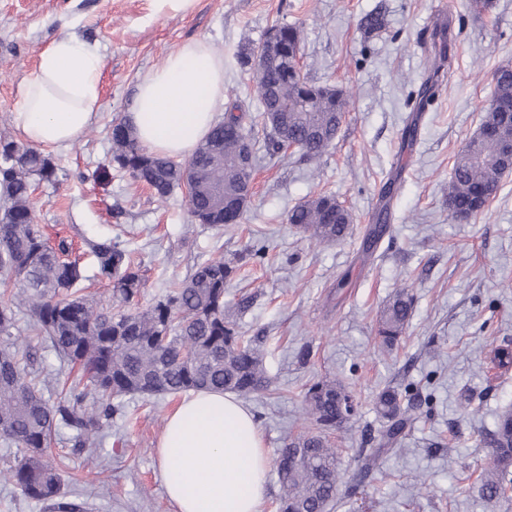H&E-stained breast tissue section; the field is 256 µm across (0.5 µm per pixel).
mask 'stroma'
Segmentation results:
<instances>
[{
  "label": "stroma",
  "mask_w": 512,
  "mask_h": 512,
  "mask_svg": "<svg viewBox=\"0 0 512 512\" xmlns=\"http://www.w3.org/2000/svg\"><path fill=\"white\" fill-rule=\"evenodd\" d=\"M488 13L467 0H196L189 14H160L153 0H0V130L15 131V103L40 51L69 35L99 45L101 109L86 135L51 150L56 182L36 186L35 221L74 244L119 238L144 281L142 305L198 263L223 255L236 272L224 307L264 352L269 386L245 398L267 448L303 425L309 385L336 377L357 413L335 432L342 484L334 512H512V498L481 496L482 439L512 406V369L493 362L512 349V174L472 221L448 214L457 152L478 130L492 75L512 68V0ZM448 26L450 68L433 71L432 34ZM303 31L304 75L342 88L345 120L319 159L270 154L254 132L253 195L240 223L216 231L191 217L185 189L158 198L128 173L88 181L109 167L108 130L131 112L140 77L183 42L206 41L224 58V105L244 118L258 103L241 51L277 25ZM436 79L424 92L427 79ZM332 194L352 217L348 235L316 243L287 221L289 210ZM387 231L364 241L381 206ZM413 315L390 350L379 315L400 285ZM397 389L412 419L392 448L376 397ZM180 402L129 397L99 458L58 436L50 459L64 465L66 492L87 512H174L156 461L167 416Z\"/></svg>",
  "instance_id": "1"
}]
</instances>
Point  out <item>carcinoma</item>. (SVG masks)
I'll use <instances>...</instances> for the list:
<instances>
[{
    "mask_svg": "<svg viewBox=\"0 0 512 512\" xmlns=\"http://www.w3.org/2000/svg\"><path fill=\"white\" fill-rule=\"evenodd\" d=\"M280 32L288 55L300 53L301 30L283 25ZM242 65L253 74L265 72L288 111H271L265 87L256 83L257 121L247 126L243 117L224 113L185 162L146 152L122 118L109 132L111 163L160 197L187 188L193 217L217 230L242 218H224V199L239 195L248 178L236 161L253 142L255 126L266 129L281 121L288 140L315 159L333 142L347 107L342 90L270 66L255 46L244 50ZM483 112L469 145L456 154L448 182L454 216L478 214L482 198L497 192L507 174L500 163V132L512 129V68L494 72L492 99ZM56 177L50 156L0 135V280L12 286L8 296H0V441L21 453L15 465L0 471V479L50 512H85V504L68 500L62 470L45 460L61 430L69 431L72 447L92 457L103 448L113 419L123 415L129 395L209 390L249 396L266 390L268 377L264 353L225 317L224 286L234 267L222 255L201 262L163 300L142 308L144 283L121 242L88 239L98 275L108 280L119 310L100 308L81 294L84 268L72 241L59 234L52 239L35 224L34 185ZM288 223L319 241H338L346 237L351 218L325 193L295 206ZM412 309L413 296L399 289L380 314L383 346L390 348L403 336ZM21 313L32 319L29 332L67 371L78 369L68 391L55 393L34 368L30 337L12 334ZM376 406L387 422L384 439L392 443L407 423L399 393L382 390ZM355 411L351 392L339 380L307 388L303 414L312 428L289 437L276 458L280 512H331L341 474L330 435ZM488 448L477 477L480 491L488 499L504 498L512 483L511 407L498 415Z\"/></svg>",
    "mask_w": 512,
    "mask_h": 512,
    "instance_id": "carcinoma-1",
    "label": "carcinoma"
}]
</instances>
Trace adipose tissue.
<instances>
[{
  "mask_svg": "<svg viewBox=\"0 0 512 512\" xmlns=\"http://www.w3.org/2000/svg\"><path fill=\"white\" fill-rule=\"evenodd\" d=\"M103 58L70 37L39 54L15 121L30 143L69 148L100 110ZM224 102V59L205 41L180 45L137 85L130 121L147 151L191 156ZM176 512H260L270 456L251 411L229 393L196 392L169 414L157 448Z\"/></svg>",
  "mask_w": 512,
  "mask_h": 512,
  "instance_id": "1",
  "label": "adipose tissue"
}]
</instances>
